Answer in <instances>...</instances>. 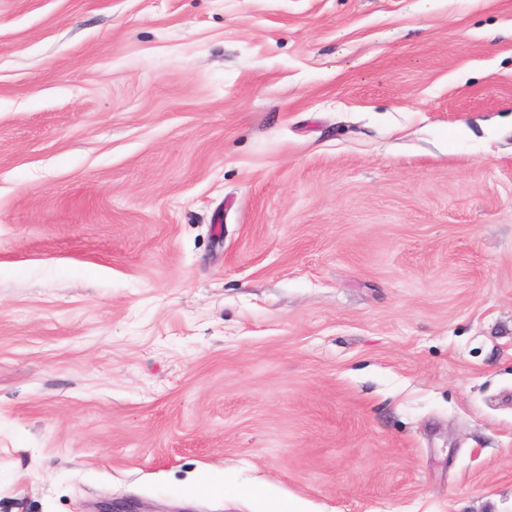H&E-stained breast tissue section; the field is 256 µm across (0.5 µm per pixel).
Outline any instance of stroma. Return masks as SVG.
Segmentation results:
<instances>
[{
    "label": "stroma",
    "instance_id": "obj_1",
    "mask_svg": "<svg viewBox=\"0 0 512 512\" xmlns=\"http://www.w3.org/2000/svg\"><path fill=\"white\" fill-rule=\"evenodd\" d=\"M271 498L512 512V0H0V512Z\"/></svg>",
    "mask_w": 512,
    "mask_h": 512
}]
</instances>
